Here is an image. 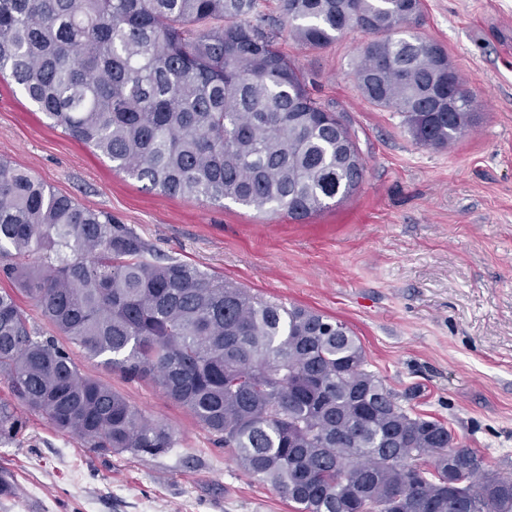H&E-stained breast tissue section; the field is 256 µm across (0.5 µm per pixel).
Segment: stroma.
<instances>
[{
  "label": "stroma",
  "instance_id": "35a3bbf8",
  "mask_svg": "<svg viewBox=\"0 0 512 512\" xmlns=\"http://www.w3.org/2000/svg\"><path fill=\"white\" fill-rule=\"evenodd\" d=\"M420 39L440 44L476 119L445 148L416 144L400 113L368 103L354 65L366 33L282 47L317 99L347 115L366 160L360 187L305 221L231 202L145 189L99 152L51 127L0 79V160L82 206L111 213L165 255L268 301L347 323L369 370L411 412L445 423L512 475V0H422ZM83 375L167 425L157 455L97 452L24 412L0 442V512H292L246 475L182 406L73 349Z\"/></svg>",
  "mask_w": 512,
  "mask_h": 512
}]
</instances>
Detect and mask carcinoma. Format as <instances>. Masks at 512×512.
Wrapping results in <instances>:
<instances>
[{"label":"carcinoma","instance_id":"carcinoma-1","mask_svg":"<svg viewBox=\"0 0 512 512\" xmlns=\"http://www.w3.org/2000/svg\"><path fill=\"white\" fill-rule=\"evenodd\" d=\"M0 0V75L112 167L169 196L301 221L350 196L365 159L279 47L371 38L355 64L372 105L444 148L473 123L448 53L409 33L422 0ZM129 381L185 407L294 512H512V477L365 368L342 321L157 253L134 228L0 162V377L55 432L158 455L173 432L81 374L19 304ZM25 423L0 401V440Z\"/></svg>","mask_w":512,"mask_h":512}]
</instances>
